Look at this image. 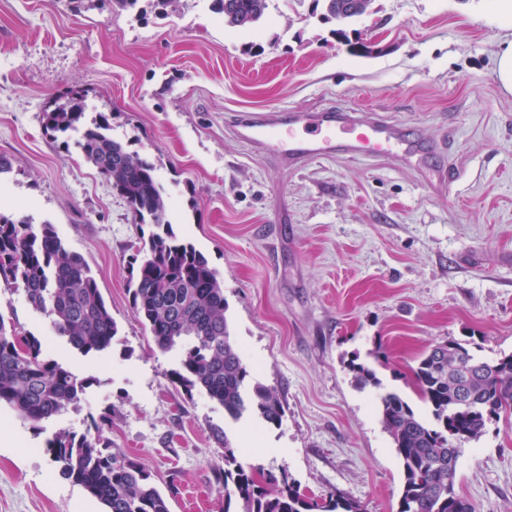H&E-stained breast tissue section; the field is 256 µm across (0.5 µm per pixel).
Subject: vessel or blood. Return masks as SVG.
Here are the masks:
<instances>
[{
    "mask_svg": "<svg viewBox=\"0 0 512 512\" xmlns=\"http://www.w3.org/2000/svg\"><path fill=\"white\" fill-rule=\"evenodd\" d=\"M233 130L249 144L299 164L335 155L388 157L419 169L438 189L451 184L445 165L430 163L417 130L369 116L361 120L334 112L271 111L238 116Z\"/></svg>",
    "mask_w": 512,
    "mask_h": 512,
    "instance_id": "obj_1",
    "label": "vessel or blood"
}]
</instances>
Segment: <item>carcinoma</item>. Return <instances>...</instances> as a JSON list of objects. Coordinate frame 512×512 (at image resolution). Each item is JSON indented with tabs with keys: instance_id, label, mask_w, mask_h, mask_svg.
<instances>
[{
	"instance_id": "obj_1",
	"label": "carcinoma",
	"mask_w": 512,
	"mask_h": 512,
	"mask_svg": "<svg viewBox=\"0 0 512 512\" xmlns=\"http://www.w3.org/2000/svg\"><path fill=\"white\" fill-rule=\"evenodd\" d=\"M372 0H324L325 18L336 21L338 39L354 55L370 53L351 42L345 26L362 15ZM212 9L231 27L250 28L260 21L267 0H212ZM86 92L70 89L44 110V127L53 134L77 128L84 119ZM83 157L124 197L140 224L155 228L139 252L129 291L133 309L149 329L156 349L181 352L173 382L190 394L201 390L240 420L247 412L269 424L282 419L278 394L253 381L231 337L224 282L207 257L178 239L168 217L157 164L128 150L109 135L104 116L83 132ZM0 280L22 287L28 302L51 318L56 335L83 355L112 348L118 325L85 258L67 250L54 225L34 226L0 212ZM355 385L379 388L376 371L354 359L348 363ZM413 384L430 417H424L396 392L378 402L403 471L397 512H473L455 490L453 458L463 442L480 439L491 423L512 416V354L484 360L465 344L448 340L434 345L413 369ZM88 386L65 364L45 356L41 341L17 332L0 316V406L36 427L61 414ZM213 437L224 447V466L216 482L238 512H362L341 492L310 498L288 476L246 470L235 448L218 427ZM47 452L64 479L81 486L104 512H170L168 498L143 465L112 452L102 435L61 432Z\"/></svg>"
}]
</instances>
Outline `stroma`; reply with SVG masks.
Segmentation results:
<instances>
[{
  "mask_svg": "<svg viewBox=\"0 0 512 512\" xmlns=\"http://www.w3.org/2000/svg\"><path fill=\"white\" fill-rule=\"evenodd\" d=\"M260 23L225 25L211 0H177L162 19L106 0H0V210L54 225L88 262L119 326L84 356L55 335L22 289L0 282V316L90 385L40 428L0 408V512H102L56 472L60 431L100 434L150 470L171 512H225L216 482L225 427L245 467L287 474L308 496L347 493L396 512L403 472L376 408L345 360L371 363L385 389L421 407L412 369L432 345L512 353V94L495 78L505 32L489 0H372L348 28L350 53L315 0H267ZM110 133L159 161L169 218L224 282L231 334L281 422H225L206 394L172 381L133 311L136 224L79 152L52 139L43 111L70 88ZM369 112L415 127L460 177L429 187L386 157L289 167L232 131L243 112ZM457 493L474 512H512V419L461 448Z\"/></svg>",
  "mask_w": 512,
  "mask_h": 512,
  "instance_id": "stroma-1",
  "label": "stroma"
}]
</instances>
